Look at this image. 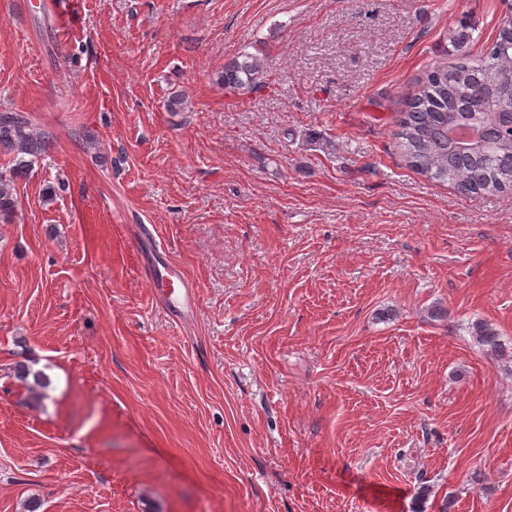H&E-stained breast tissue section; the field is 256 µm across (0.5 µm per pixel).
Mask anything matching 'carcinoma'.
<instances>
[{"mask_svg": "<svg viewBox=\"0 0 512 512\" xmlns=\"http://www.w3.org/2000/svg\"><path fill=\"white\" fill-rule=\"evenodd\" d=\"M512 29L499 28L495 40L476 59L463 57L450 67H436L418 81L409 110L398 123L396 138L412 169L447 181L464 194L512 195ZM224 85L253 91L266 85V70L247 56L224 67ZM485 95V110L471 111L476 90ZM50 148L48 137L30 127L22 112L0 113V152L13 155L12 167L0 172V215L15 210L14 178L32 171ZM476 342L505 367L512 366V343L490 324H469ZM19 377L44 390L49 378L21 367Z\"/></svg>", "mask_w": 512, "mask_h": 512, "instance_id": "1", "label": "carcinoma"}]
</instances>
